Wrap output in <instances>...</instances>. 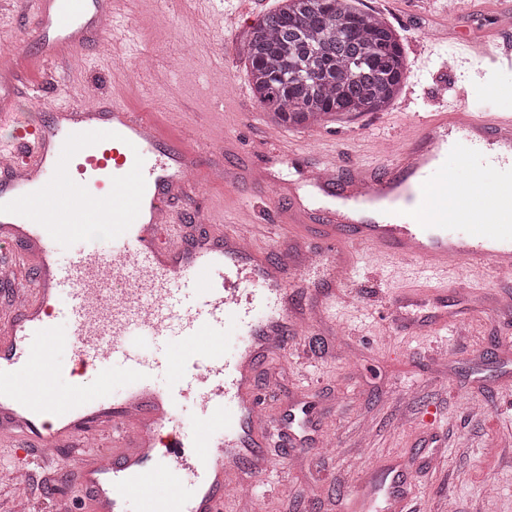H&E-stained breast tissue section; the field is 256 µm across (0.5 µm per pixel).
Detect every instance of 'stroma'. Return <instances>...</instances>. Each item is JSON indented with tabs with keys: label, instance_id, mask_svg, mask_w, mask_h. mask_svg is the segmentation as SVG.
<instances>
[{
	"label": "stroma",
	"instance_id": "stroma-1",
	"mask_svg": "<svg viewBox=\"0 0 512 512\" xmlns=\"http://www.w3.org/2000/svg\"><path fill=\"white\" fill-rule=\"evenodd\" d=\"M239 8L235 27L209 38L204 19L174 15L155 21L158 0H134L127 33L137 48L151 54L153 66L137 72V61L108 53L88 52L78 78L62 82L55 68L38 69L32 22L15 0H0V68L26 64L30 86L43 109L17 103L20 120L45 118L48 107L76 95H127L134 108L151 107L167 132L178 135L190 125L200 135L192 146L205 165L220 162L231 176L220 183L204 168L203 204L220 224L279 223L284 237H305L307 223L289 222L287 201L265 209L260 195L248 185L252 173L268 181L289 177L304 165L313 149L335 150L337 157L376 163L379 143L399 139L415 117L433 109L452 88L471 87L474 106L498 105L503 90H512V74L455 59L467 39L491 35L496 27L498 0H456L457 21L447 28L443 0H361L360 7L384 16L400 37L408 69L402 91L381 112H365L304 128L281 129V167L277 151L265 135L270 119L248 93V66L236 54L241 35L278 0H222ZM435 42L421 51L427 37ZM221 43L214 52L213 43ZM231 59L232 81L223 101H215L205 81L218 57ZM434 280L411 276L404 269L376 264L365 257L352 275L346 295L331 310L335 330L318 329L315 348L273 357L260 379L277 375L280 391L266 399L272 416L299 399L314 406L332 446L323 455H297L284 473L263 481L266 512H327L353 491L361 469H383L397 457L414 472L413 491L419 512H512V387L499 384L498 338L512 332V309L496 305L505 291L504 279L464 273L448 285V297L468 309L464 321L431 336L394 333L385 325V311L399 290H427ZM438 441L442 452L431 468L420 465V451ZM0 474L6 475L7 495H0V512H15L19 502H32L37 512H49L56 492H69L75 512H86L87 500L67 473L37 484L18 476L8 443L0 442Z\"/></svg>",
	"mask_w": 512,
	"mask_h": 512
}]
</instances>
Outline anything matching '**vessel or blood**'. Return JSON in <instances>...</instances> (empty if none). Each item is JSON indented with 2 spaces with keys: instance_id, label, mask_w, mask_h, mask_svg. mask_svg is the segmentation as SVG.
Instances as JSON below:
<instances>
[{
  "instance_id": "obj_1",
  "label": "vessel or blood",
  "mask_w": 512,
  "mask_h": 512,
  "mask_svg": "<svg viewBox=\"0 0 512 512\" xmlns=\"http://www.w3.org/2000/svg\"><path fill=\"white\" fill-rule=\"evenodd\" d=\"M33 17L40 58L77 75L75 57L98 45L94 22L120 0H21ZM471 61L512 66V26L495 40L465 42ZM17 73L0 80V122L19 99ZM184 137L169 135L151 112L125 97L78 99L47 121L15 127L0 144V266L13 274L8 314L0 316V433L14 454L40 465L90 435L106 437L76 470L90 512H224L234 490L253 488L281 469L273 447L304 445L298 416L264 414L272 384H259L265 358L287 351L326 324L364 256L440 278L449 268L512 274V114L474 108L467 89L420 120L379 164H349L316 153L301 175L340 200L314 216L313 239L265 236L237 226L193 235L204 209L199 163ZM288 197L308 213L294 181L279 182L270 203ZM390 203L388 223L358 216ZM110 234L106 251L89 245L94 226ZM316 271L306 306L288 303V278ZM466 310L446 292L398 296L386 325L427 329L459 322ZM68 323L70 366L53 355ZM158 344L145 357L130 340ZM70 373L66 390L56 378ZM192 403L195 422L180 420ZM344 512H417L405 466L364 474Z\"/></svg>"
}]
</instances>
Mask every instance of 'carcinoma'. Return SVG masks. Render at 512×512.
<instances>
[{
  "mask_svg": "<svg viewBox=\"0 0 512 512\" xmlns=\"http://www.w3.org/2000/svg\"><path fill=\"white\" fill-rule=\"evenodd\" d=\"M359 0H279L241 39L250 89L275 128L380 112L396 99L407 59L397 32Z\"/></svg>",
  "mask_w": 512,
  "mask_h": 512,
  "instance_id": "carcinoma-1",
  "label": "carcinoma"
}]
</instances>
